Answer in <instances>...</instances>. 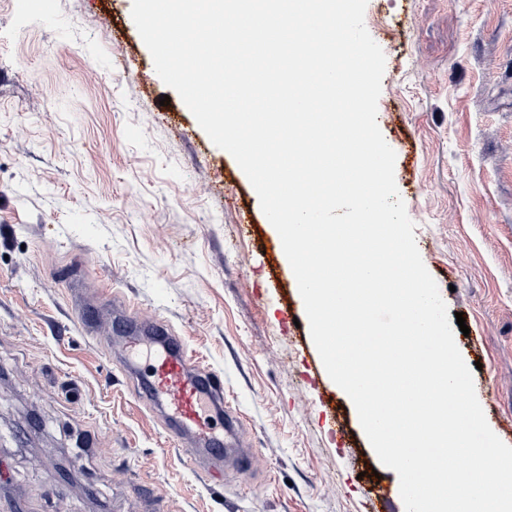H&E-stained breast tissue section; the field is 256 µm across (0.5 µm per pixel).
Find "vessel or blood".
<instances>
[{
  "label": "vessel or blood",
  "instance_id": "obj_1",
  "mask_svg": "<svg viewBox=\"0 0 512 512\" xmlns=\"http://www.w3.org/2000/svg\"><path fill=\"white\" fill-rule=\"evenodd\" d=\"M160 355L152 368L151 389L140 392L144 403L160 399L168 409L175 432L188 433L209 443L214 454H221L223 443L212 435L214 414L224 417L227 432H234L238 420L224 411V380L216 371L196 364L182 337L173 335L163 324Z\"/></svg>",
  "mask_w": 512,
  "mask_h": 512
}]
</instances>
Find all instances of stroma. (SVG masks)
Here are the masks:
<instances>
[{"mask_svg": "<svg viewBox=\"0 0 512 512\" xmlns=\"http://www.w3.org/2000/svg\"><path fill=\"white\" fill-rule=\"evenodd\" d=\"M132 0H0V512H404L328 376L281 238L158 76ZM377 122L512 446V0H368ZM168 105H160L162 96ZM79 283L100 335L71 317ZM163 322L224 374L250 468L191 465L126 372Z\"/></svg>", "mask_w": 512, "mask_h": 512, "instance_id": "stroma-1", "label": "stroma"}]
</instances>
